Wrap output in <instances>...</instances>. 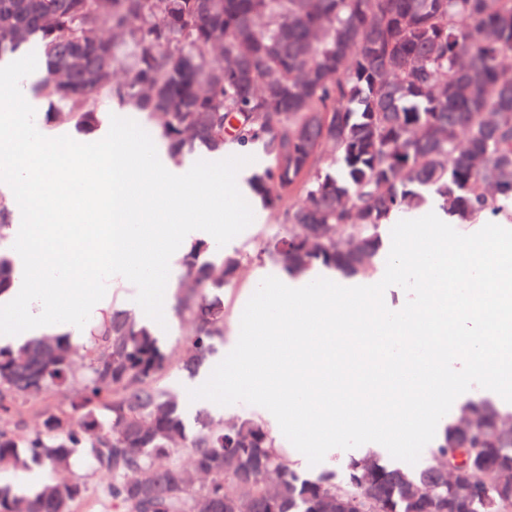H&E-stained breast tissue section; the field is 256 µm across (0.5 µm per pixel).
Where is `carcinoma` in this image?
I'll use <instances>...</instances> for the list:
<instances>
[{
  "label": "carcinoma",
  "mask_w": 512,
  "mask_h": 512,
  "mask_svg": "<svg viewBox=\"0 0 512 512\" xmlns=\"http://www.w3.org/2000/svg\"><path fill=\"white\" fill-rule=\"evenodd\" d=\"M109 25L119 37H101ZM37 41L47 76L35 90L81 131L94 130L114 99L166 116L163 136L177 158L199 145L224 152L231 139L260 141L273 165L253 189L292 229L265 251L288 273L320 264L367 275L381 248L379 227L392 213L425 202L468 224L512 206V0H0V57ZM228 63H208L216 44ZM123 68L124 82L112 79ZM304 196L307 203L294 204ZM13 201L0 195V295L13 263L4 250ZM362 240L346 252L334 231ZM210 246L186 252L176 310L194 320L182 368L204 365L224 336V303L210 288H233L243 256L223 257L213 280ZM82 348L67 335L0 348V470L48 465L66 471L77 448L89 449L105 477L95 496L85 484H48L34 497L0 488V512H82L95 499L113 512H324L328 495L372 512H439L457 496L434 483L413 495L429 468L392 469L353 459L342 486L331 476L306 478L285 469L269 430L239 417L200 422L186 433L179 402L162 384L167 356L154 332L114 307L89 328ZM85 392L45 419V431L21 439L11 422L25 405L66 384L77 353ZM463 412L482 429L467 438L453 424L433 450L453 466L472 457L468 512H512L495 481L512 469V437L499 431L500 411L471 401ZM192 450L204 487L183 473L174 440ZM280 473L270 495L265 473Z\"/></svg>",
  "instance_id": "obj_1"
}]
</instances>
